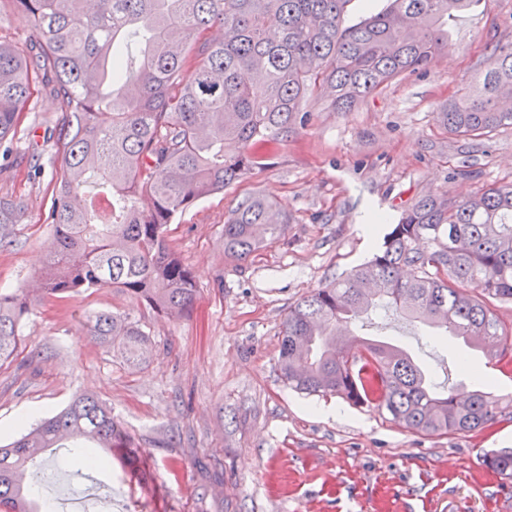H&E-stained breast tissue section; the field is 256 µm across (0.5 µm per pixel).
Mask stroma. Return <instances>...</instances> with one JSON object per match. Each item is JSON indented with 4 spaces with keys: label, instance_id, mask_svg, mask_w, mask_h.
<instances>
[{
    "label": "stroma",
    "instance_id": "stroma-1",
    "mask_svg": "<svg viewBox=\"0 0 512 512\" xmlns=\"http://www.w3.org/2000/svg\"><path fill=\"white\" fill-rule=\"evenodd\" d=\"M497 39L512 40V0H479L450 23L447 51L424 73L400 76L350 112L310 103V125L263 167L178 213L168 239L199 288L191 313L161 317L113 288L39 302L16 357L0 365V445L92 393L135 438L154 489H131L117 464L74 470L61 448L37 473L51 512H512V478L483 463L487 451L512 448V419L415 433L375 407L296 392L276 370L289 307L370 259L415 200L512 182V128L470 139L437 118ZM60 117L52 96L35 98L18 155H0V197L23 211L0 224V292L35 280L54 238L47 216L59 166L48 135ZM252 194L274 202L288 229L246 260L225 258L224 222ZM93 312L141 324L147 362L128 366L92 339ZM350 330L407 349L439 383L468 381L466 348L431 341L425 327L379 312Z\"/></svg>",
    "mask_w": 512,
    "mask_h": 512
}]
</instances>
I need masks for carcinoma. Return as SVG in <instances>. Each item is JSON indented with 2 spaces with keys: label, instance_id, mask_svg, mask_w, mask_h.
<instances>
[{
  "label": "carcinoma",
  "instance_id": "carcinoma-1",
  "mask_svg": "<svg viewBox=\"0 0 512 512\" xmlns=\"http://www.w3.org/2000/svg\"><path fill=\"white\" fill-rule=\"evenodd\" d=\"M35 32L24 50L0 40V145L17 134L37 86L56 98L61 174L48 221L55 246L40 288L0 293V363L18 351L23 318L44 297L116 288L168 318L190 313L198 287L167 239L175 215L264 165L312 119L306 101L351 110L448 47V25L481 0H390L347 25L350 0H9ZM224 29V38L207 33ZM139 48L130 62L123 48ZM512 43L490 47L475 81L438 113L448 132L481 137L512 127ZM21 206L0 200V224ZM288 216L264 197L224 222V257L245 260L284 235ZM512 302V182L462 200L427 196L390 225L373 257L300 298L280 331L277 371L305 394L373 405L428 435L470 432L512 417V396L481 388L456 401L397 346L361 338L352 372L347 324L379 306L433 329L445 343L507 339L486 299ZM90 335L130 366L147 334L127 317L90 313ZM52 448H99L130 484L149 469L112 408L90 394L0 446V507L44 512L30 468ZM485 465L512 476V450Z\"/></svg>",
  "mask_w": 512,
  "mask_h": 512
}]
</instances>
